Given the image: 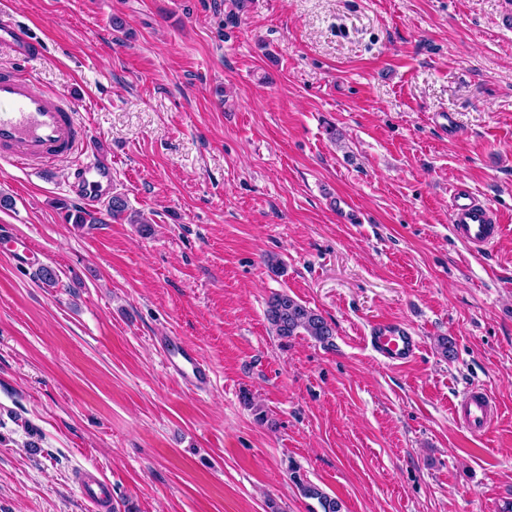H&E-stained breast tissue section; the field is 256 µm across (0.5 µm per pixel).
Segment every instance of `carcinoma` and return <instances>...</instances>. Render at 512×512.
<instances>
[{"mask_svg":"<svg viewBox=\"0 0 512 512\" xmlns=\"http://www.w3.org/2000/svg\"><path fill=\"white\" fill-rule=\"evenodd\" d=\"M266 319L275 334L282 338L303 332L324 342L333 336L331 324L321 314L292 298L286 292L275 293L269 298ZM300 488L304 496L318 500L323 512H341L339 502L316 486L302 482Z\"/></svg>","mask_w":512,"mask_h":512,"instance_id":"obj_1","label":"carcinoma"}]
</instances>
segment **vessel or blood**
<instances>
[{
  "instance_id": "1",
  "label": "vessel or blood",
  "mask_w": 512,
  "mask_h": 512,
  "mask_svg": "<svg viewBox=\"0 0 512 512\" xmlns=\"http://www.w3.org/2000/svg\"><path fill=\"white\" fill-rule=\"evenodd\" d=\"M0 43L9 45L22 58L40 55L42 47L29 32L10 21L0 22ZM78 103L70 91L49 94L27 73L0 68V160L37 170L76 158L74 177L78 197L84 204L100 201L103 182L111 180L112 166L95 154L92 134L77 117ZM448 223L454 236L471 250H490L502 232L498 212L472 190L452 189L448 199ZM0 240L12 243L20 263H27L31 241L17 237L9 226L0 227ZM367 343L387 364L402 366L415 359L420 341L414 331L397 319H379L369 326ZM165 368L191 392L205 393L212 387V370L196 349L181 337L164 336L157 341ZM457 422L474 436H485L496 412L490 393L471 386L459 394L452 408ZM83 498L95 512H109L111 491L107 482L81 477Z\"/></svg>"
}]
</instances>
